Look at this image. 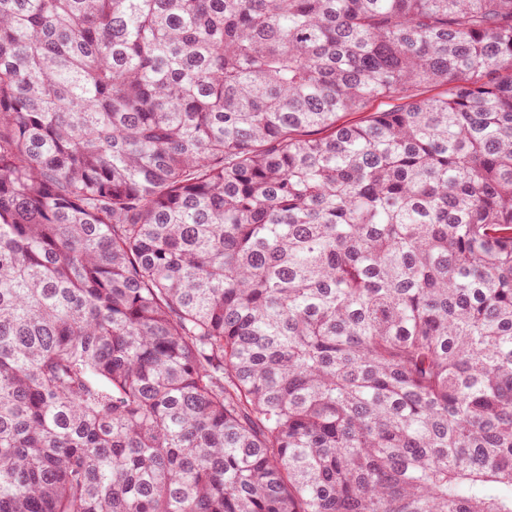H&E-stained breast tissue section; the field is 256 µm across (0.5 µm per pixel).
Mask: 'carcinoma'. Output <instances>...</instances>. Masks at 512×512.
<instances>
[{"instance_id": "carcinoma-1", "label": "carcinoma", "mask_w": 512, "mask_h": 512, "mask_svg": "<svg viewBox=\"0 0 512 512\" xmlns=\"http://www.w3.org/2000/svg\"><path fill=\"white\" fill-rule=\"evenodd\" d=\"M0 512H512V0H0Z\"/></svg>"}]
</instances>
